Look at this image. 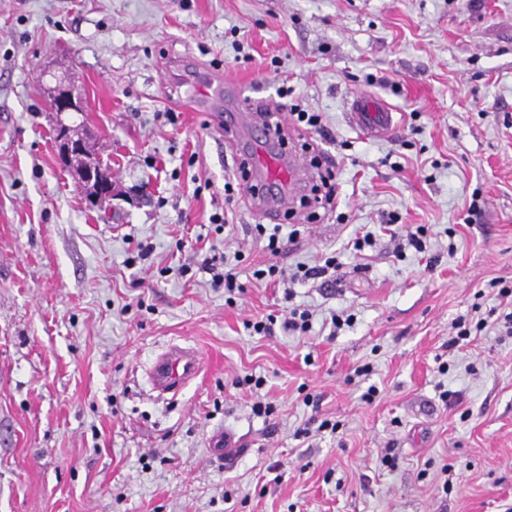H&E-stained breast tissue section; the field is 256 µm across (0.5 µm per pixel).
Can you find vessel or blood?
<instances>
[{
  "mask_svg": "<svg viewBox=\"0 0 512 512\" xmlns=\"http://www.w3.org/2000/svg\"><path fill=\"white\" fill-rule=\"evenodd\" d=\"M241 97L240 83L207 73L193 86L192 99L197 111L208 113L217 125L239 133L255 121L253 113L240 111ZM349 120L364 135L374 138L389 137L397 127L391 110L369 96L357 98L352 103ZM247 149L254 181L259 186L272 188L274 203L286 205V197L276 193L275 188L294 186L303 172L302 166L285 160L267 141L248 143ZM202 367L203 357L199 350L172 344L153 359L147 371L148 382L158 396L175 395L199 378Z\"/></svg>",
  "mask_w": 512,
  "mask_h": 512,
  "instance_id": "1",
  "label": "vessel or blood"
}]
</instances>
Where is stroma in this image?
<instances>
[{
  "label": "stroma",
  "instance_id": "obj_1",
  "mask_svg": "<svg viewBox=\"0 0 512 512\" xmlns=\"http://www.w3.org/2000/svg\"><path fill=\"white\" fill-rule=\"evenodd\" d=\"M175 60L319 113L329 137L291 119L283 136L331 171V211L227 200L243 159L176 102ZM61 83L84 111L55 114ZM361 94L392 109L393 137L351 127ZM60 122L111 156V214L61 161ZM393 220L425 226L424 252L396 257ZM261 224L291 234L284 268L337 256L335 282L253 279ZM215 252L241 254V292L183 273ZM504 285L512 0H0V512H512V335L477 327L512 312ZM296 306L306 335L246 327ZM171 344L204 370L159 398L146 370ZM313 418L340 427L297 436ZM218 428L232 458L209 450Z\"/></svg>",
  "mask_w": 512,
  "mask_h": 512
}]
</instances>
